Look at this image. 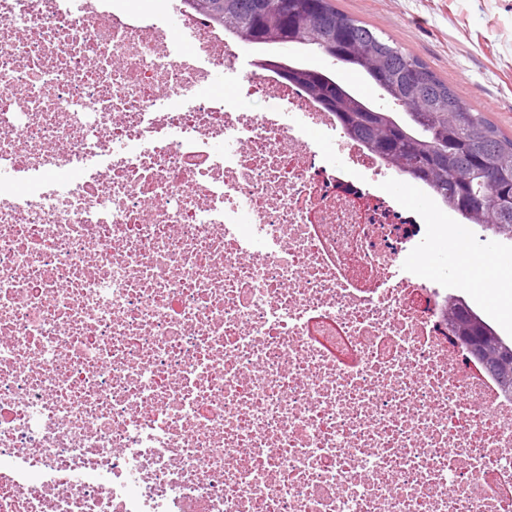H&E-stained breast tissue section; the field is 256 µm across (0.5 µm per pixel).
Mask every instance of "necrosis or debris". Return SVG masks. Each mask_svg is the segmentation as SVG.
Returning <instances> with one entry per match:
<instances>
[{
	"instance_id": "obj_1",
	"label": "necrosis or debris",
	"mask_w": 512,
	"mask_h": 512,
	"mask_svg": "<svg viewBox=\"0 0 512 512\" xmlns=\"http://www.w3.org/2000/svg\"><path fill=\"white\" fill-rule=\"evenodd\" d=\"M181 26L0 0V512H512L425 211L272 49L270 111L197 96L236 54Z\"/></svg>"
}]
</instances>
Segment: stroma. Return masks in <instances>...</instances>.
<instances>
[{"label": "stroma", "mask_w": 512, "mask_h": 512, "mask_svg": "<svg viewBox=\"0 0 512 512\" xmlns=\"http://www.w3.org/2000/svg\"><path fill=\"white\" fill-rule=\"evenodd\" d=\"M333 6L406 52L426 62L475 111L512 137V0H332ZM384 191L425 209L431 243L423 254L407 256L401 270L435 279L449 294L465 299L512 341V279L482 285L460 276L463 266L494 254L501 270L512 269V242L476 224H452L438 198L425 199L399 182ZM468 251L457 245L458 236Z\"/></svg>", "instance_id": "1"}]
</instances>
